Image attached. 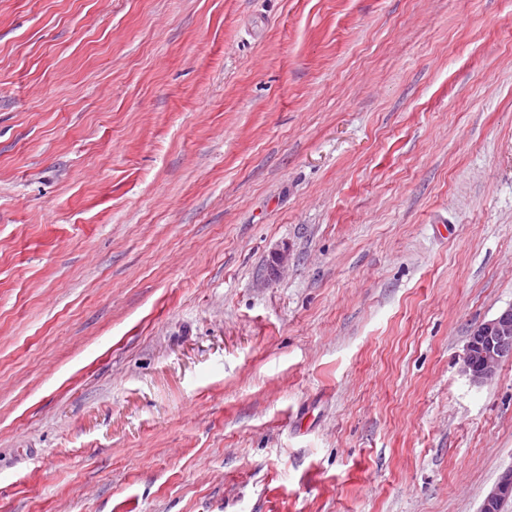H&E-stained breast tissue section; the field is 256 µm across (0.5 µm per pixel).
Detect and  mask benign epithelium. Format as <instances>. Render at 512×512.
<instances>
[{
    "instance_id": "1",
    "label": "benign epithelium",
    "mask_w": 512,
    "mask_h": 512,
    "mask_svg": "<svg viewBox=\"0 0 512 512\" xmlns=\"http://www.w3.org/2000/svg\"><path fill=\"white\" fill-rule=\"evenodd\" d=\"M505 358L512 359V305L472 329L464 348L462 368L473 383L481 384L492 378ZM511 497L512 467H509L488 491L482 512H500L501 503Z\"/></svg>"
}]
</instances>
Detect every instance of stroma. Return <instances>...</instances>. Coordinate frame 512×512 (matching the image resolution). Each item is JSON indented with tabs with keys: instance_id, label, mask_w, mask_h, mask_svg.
<instances>
[{
	"instance_id": "1",
	"label": "stroma",
	"mask_w": 512,
	"mask_h": 512,
	"mask_svg": "<svg viewBox=\"0 0 512 512\" xmlns=\"http://www.w3.org/2000/svg\"><path fill=\"white\" fill-rule=\"evenodd\" d=\"M511 305L512 0H0V512H480ZM505 358L512 359V305L472 329L462 368L473 383L481 384L492 378Z\"/></svg>"
}]
</instances>
